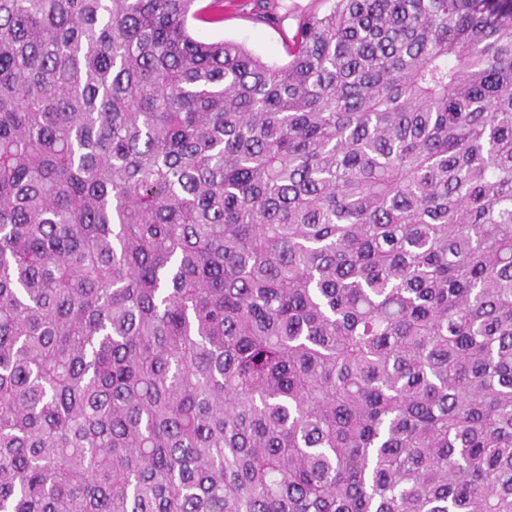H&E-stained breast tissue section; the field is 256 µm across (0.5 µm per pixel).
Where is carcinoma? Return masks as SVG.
<instances>
[{
	"instance_id": "obj_1",
	"label": "carcinoma",
	"mask_w": 512,
	"mask_h": 512,
	"mask_svg": "<svg viewBox=\"0 0 512 512\" xmlns=\"http://www.w3.org/2000/svg\"><path fill=\"white\" fill-rule=\"evenodd\" d=\"M0 0V512H512V0ZM280 22L260 23L255 20L254 0H224V22L217 25L191 21L193 32L211 41H233L245 46L263 61L277 66L288 62L286 35L298 21L313 12H324L326 0H277Z\"/></svg>"
}]
</instances>
